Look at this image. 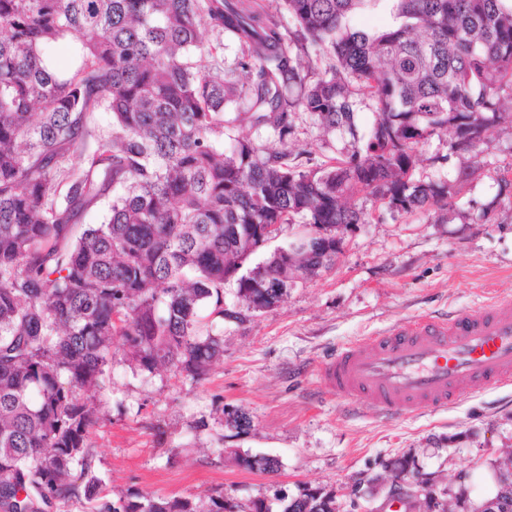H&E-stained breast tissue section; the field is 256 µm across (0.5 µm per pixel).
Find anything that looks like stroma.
I'll list each match as a JSON object with an SVG mask.
<instances>
[{"label":"stroma","mask_w":512,"mask_h":512,"mask_svg":"<svg viewBox=\"0 0 512 512\" xmlns=\"http://www.w3.org/2000/svg\"><path fill=\"white\" fill-rule=\"evenodd\" d=\"M291 146L313 164L343 157L346 133L325 137L304 114ZM512 168V126L490 129L477 160L449 153L447 134L421 144L414 176L466 174L452 209L385 212L341 243L334 266L295 280L280 305L247 310L224 288L226 318L213 322L224 360L194 383L140 370L119 348L106 369L99 419L90 434L91 471L116 499L148 492L193 497L206 491L237 501L276 490L334 492L340 512H371L384 493L372 479L399 459L434 479L460 512L490 497L497 464L512 448V386L476 390L441 412L381 416L322 386L319 365L336 349L402 320L481 305L512 295V201L497 200V180ZM495 202L487 220L478 205ZM245 412L246 429L225 421ZM278 459L275 473L243 469V454Z\"/></svg>","instance_id":"35a3bbf8"}]
</instances>
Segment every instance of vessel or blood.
Wrapping results in <instances>:
<instances>
[{
	"instance_id": "1",
	"label": "vessel or blood",
	"mask_w": 512,
	"mask_h": 512,
	"mask_svg": "<svg viewBox=\"0 0 512 512\" xmlns=\"http://www.w3.org/2000/svg\"><path fill=\"white\" fill-rule=\"evenodd\" d=\"M336 397L384 416L441 410L477 386L512 384V296L421 315L337 349L319 369Z\"/></svg>"
}]
</instances>
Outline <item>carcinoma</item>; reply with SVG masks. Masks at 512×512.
<instances>
[{
  "instance_id": "carcinoma-1",
  "label": "carcinoma",
  "mask_w": 512,
  "mask_h": 512,
  "mask_svg": "<svg viewBox=\"0 0 512 512\" xmlns=\"http://www.w3.org/2000/svg\"><path fill=\"white\" fill-rule=\"evenodd\" d=\"M365 0H283L316 50L321 71L293 50L262 5L231 0H0V512H49L82 498L96 512H272L264 498L102 500L91 474L90 431L99 413L81 393L98 386L113 348L141 370L197 382L224 357V339L200 311L224 317V285L263 313L286 280L333 264L275 253L264 277L245 264L264 224L311 228L369 224L383 211L453 207L463 181L413 178L415 151L452 130V152L476 151L489 130L512 124V4L508 0H397L401 22L351 29ZM235 39L238 75L207 60L200 29ZM65 44L69 65L51 48ZM378 104L357 137L354 96ZM112 113L87 165L73 159L94 113ZM323 133L348 131L352 149L309 167L289 147L293 116ZM281 144L268 150L225 130L241 120ZM361 192L374 211L347 205ZM104 207L99 224L81 225ZM235 236L224 240V225ZM248 471L279 461L244 454ZM403 461L376 478L409 481ZM494 496L512 512V475ZM281 512H339L336 495L304 489L276 497Z\"/></svg>"
}]
</instances>
